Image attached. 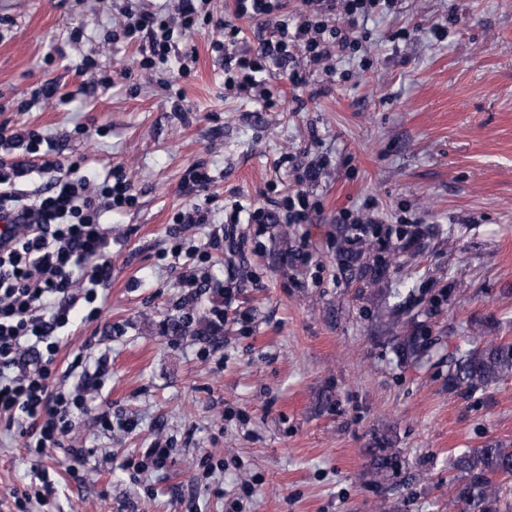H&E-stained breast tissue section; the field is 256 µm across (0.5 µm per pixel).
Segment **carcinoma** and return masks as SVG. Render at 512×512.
Wrapping results in <instances>:
<instances>
[{
    "label": "carcinoma",
    "mask_w": 512,
    "mask_h": 512,
    "mask_svg": "<svg viewBox=\"0 0 512 512\" xmlns=\"http://www.w3.org/2000/svg\"><path fill=\"white\" fill-rule=\"evenodd\" d=\"M353 231L351 224L336 225V234L342 243L336 253L337 265L344 271L361 270V287L370 288L379 283L382 275H367L363 268L396 262V257H385L389 252L386 242L373 239V229L363 225L361 243L365 249L354 251L346 244ZM423 336H394L400 358L422 364L429 356L423 346ZM469 348L448 353V390L463 393L482 391L512 377V344L483 341L470 337ZM399 460L389 448L378 449L374 460L376 474L386 477L395 471ZM452 468L461 475V481L448 490V512H512V445L496 440L480 448L467 449L455 456Z\"/></svg>",
    "instance_id": "obj_1"
}]
</instances>
